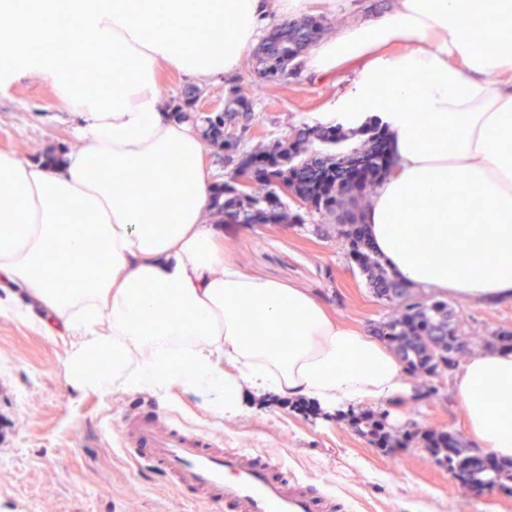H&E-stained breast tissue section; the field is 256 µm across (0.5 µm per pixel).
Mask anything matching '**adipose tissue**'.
<instances>
[{"label": "adipose tissue", "instance_id": "obj_1", "mask_svg": "<svg viewBox=\"0 0 512 512\" xmlns=\"http://www.w3.org/2000/svg\"><path fill=\"white\" fill-rule=\"evenodd\" d=\"M307 2L66 0L112 75L91 94L47 42L52 0H0V80H53L84 143L58 167L0 151V314L66 338L72 389L191 393L224 417L247 391L327 410L411 397L386 346L225 259L205 222L214 184L199 135L161 106V64L201 83L234 73L268 16ZM352 61L364 68L342 122L380 114L396 160L366 214L375 252L409 286L512 301V0H395L390 18L342 32L307 65ZM89 252L97 262L80 264ZM454 392L478 449L511 459L512 350L472 355Z\"/></svg>", "mask_w": 512, "mask_h": 512}]
</instances>
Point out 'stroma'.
Returning a JSON list of instances; mask_svg holds the SVG:
<instances>
[{
	"mask_svg": "<svg viewBox=\"0 0 512 512\" xmlns=\"http://www.w3.org/2000/svg\"><path fill=\"white\" fill-rule=\"evenodd\" d=\"M394 0H315L310 9L326 28L322 41L341 31L388 17ZM360 64L330 78L308 69L279 81L260 75L255 55L234 73L203 84L200 112H220L237 87L250 91L252 119L240 134V152L288 138L294 129L330 123L340 102L356 90ZM77 116L51 80L25 73L0 84V151L38 160L48 148L70 153L82 141ZM335 218L313 214L303 224H223L226 258L249 273L311 292L328 312L370 331L388 320L366 275L351 263ZM463 334L512 332V303L449 296ZM66 347L13 319L0 316V421L12 427L0 443V512H215L184 501L171 486L138 470L120 446L127 410L148 400L145 392L83 394L64 377ZM387 413L390 432L430 430L466 434L452 389L421 402L374 405ZM167 411L177 421L223 439L225 447L269 455L319 490L334 494L340 512H512V489L465 494L447 468L421 443L380 448L346 422L295 409L291 400L247 395L242 414H214L204 398L185 394Z\"/></svg>",
	"mask_w": 512,
	"mask_h": 512,
	"instance_id": "stroma-1",
	"label": "stroma"
}]
</instances>
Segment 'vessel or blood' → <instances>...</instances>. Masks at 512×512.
<instances>
[{"label":"vessel or blood","instance_id":"1","mask_svg":"<svg viewBox=\"0 0 512 512\" xmlns=\"http://www.w3.org/2000/svg\"><path fill=\"white\" fill-rule=\"evenodd\" d=\"M124 452L174 486L191 503L216 512H337L334 496L317 491L266 455L224 447L210 435L176 424L141 404L125 413Z\"/></svg>","mask_w":512,"mask_h":512}]
</instances>
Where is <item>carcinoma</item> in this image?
<instances>
[{
  "instance_id": "obj_1",
  "label": "carcinoma",
  "mask_w": 512,
  "mask_h": 512,
  "mask_svg": "<svg viewBox=\"0 0 512 512\" xmlns=\"http://www.w3.org/2000/svg\"><path fill=\"white\" fill-rule=\"evenodd\" d=\"M323 29L324 25L313 17L277 25L261 45L263 72L285 77L297 69L304 51ZM72 46L87 58L96 54L94 35L86 31L79 32ZM72 77L89 89L106 81L104 73L93 65L72 68ZM199 97L197 87H183L176 97L174 115L197 126L204 145L224 156L227 162H234L239 143L224 138V127L240 123L243 130H248V94L236 90L231 107L208 115L196 113ZM354 138L360 139L357 147L367 158L361 167L363 175L355 184L348 179L351 169L341 163L344 159L342 146ZM384 141L386 131L378 123L368 122L351 130L344 129L339 123L313 129L300 128L290 140L269 147L259 146L250 152L252 157L271 158L272 164L254 175L245 190L231 179L220 184L214 192L211 216L216 224H224L230 218H239L243 224L257 221L262 224H303L302 214L287 209L280 192V187L285 185L290 195L310 211L339 218V234L345 239L349 253L361 271L369 276L376 296L392 304L389 319L379 327L380 334L392 345L407 371L419 380L418 388L426 389L428 396L435 397L440 392L435 380L458 367L460 355L471 341L477 340L487 346L492 342L477 334L459 335L455 310L448 301L412 291L384 267L370 246L365 224L368 199L394 166L392 156L385 157L379 150ZM315 142L323 144L328 151L308 154ZM346 418L385 448L397 444L405 446L414 438V434L408 432L398 443H393L390 434L384 431L383 418L370 413L351 410ZM424 443L435 460L448 467L450 472L459 471L474 457V451L464 449L458 434L431 432L424 436Z\"/></svg>"
}]
</instances>
